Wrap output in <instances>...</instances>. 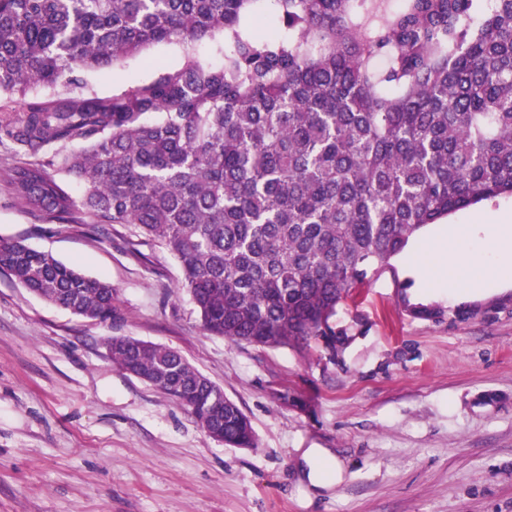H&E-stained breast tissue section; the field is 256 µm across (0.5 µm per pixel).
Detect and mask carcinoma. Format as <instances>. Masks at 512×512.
<instances>
[{"label": "carcinoma", "mask_w": 512, "mask_h": 512, "mask_svg": "<svg viewBox=\"0 0 512 512\" xmlns=\"http://www.w3.org/2000/svg\"><path fill=\"white\" fill-rule=\"evenodd\" d=\"M255 2L0 0V94L184 49L110 97L0 112L32 157L0 178L43 224H129L167 250L207 333L314 342L334 361L357 288L426 226L512 197V0H403L389 17L380 0H275L266 32L248 22ZM206 39L221 63L196 52ZM0 270L79 316H117L111 283L21 241L0 240ZM107 341L205 433L254 447L249 418L178 351Z\"/></svg>", "instance_id": "cac0c4a2"}]
</instances>
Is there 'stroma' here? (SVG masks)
<instances>
[{"instance_id": "obj_1", "label": "stroma", "mask_w": 512, "mask_h": 512, "mask_svg": "<svg viewBox=\"0 0 512 512\" xmlns=\"http://www.w3.org/2000/svg\"><path fill=\"white\" fill-rule=\"evenodd\" d=\"M161 43L86 93L112 96L155 63ZM512 197L459 211L485 283L408 248L395 272L338 308L352 340L338 362L205 333L180 266L130 225L40 224L0 183V238L21 240L106 280L113 323L43 301L0 272V512H512V247L483 250ZM416 306L439 309L418 317ZM133 336L180 352L248 416L252 448L209 437L155 387L120 370L104 341ZM329 449L342 482L311 487L300 451Z\"/></svg>"}]
</instances>
